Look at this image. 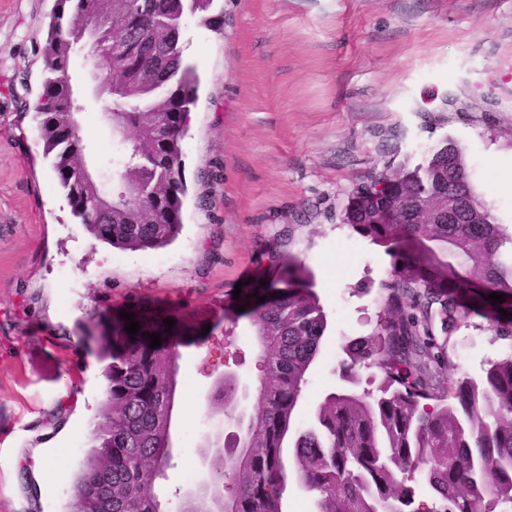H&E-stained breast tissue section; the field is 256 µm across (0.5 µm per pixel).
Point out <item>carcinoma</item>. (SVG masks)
Wrapping results in <instances>:
<instances>
[{
  "label": "carcinoma",
  "instance_id": "carcinoma-1",
  "mask_svg": "<svg viewBox=\"0 0 512 512\" xmlns=\"http://www.w3.org/2000/svg\"><path fill=\"white\" fill-rule=\"evenodd\" d=\"M213 0H54L42 51L40 136L72 214L98 240L116 248L155 249L180 234L186 185L183 130L197 99L198 79L184 62L181 19L206 13ZM124 18L100 27L92 45L110 63L105 109L126 136L122 173L148 188L147 206L112 210L98 218L95 192L84 185L81 111L67 87L71 53L85 25L104 14ZM126 37V55L112 62V41ZM448 170V189L465 194L476 224L433 223L408 217V205L436 193L435 174ZM390 204L387 224L371 213ZM347 224L388 247L394 259L381 282L382 312L375 331L343 345L342 376L355 383L356 368L375 369L377 392L351 387L325 396L312 423L290 431L328 322L314 291V276L297 256L272 241L268 259L287 277L267 285L264 302L248 310L259 375L258 404L239 422L243 435L220 447L204 436L198 455L214 481L181 496L179 512H283L290 480L315 495V512H512V354L478 380L437 378L434 325L450 336L469 314L512 341V232L498 224L468 181L460 146L446 139L426 167L410 170L388 161L357 187L345 208ZM501 294L496 305L487 299ZM119 316L82 330L104 362L106 395L92 449L72 486L73 512H168L156 479L170 459L169 410L177 387V344L163 319L139 320L137 335ZM161 334L150 347L143 333ZM235 377L216 382L208 399L213 414L238 406ZM433 492L416 499L411 482Z\"/></svg>",
  "mask_w": 512,
  "mask_h": 512
}]
</instances>
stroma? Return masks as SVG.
<instances>
[{"label": "stroma", "mask_w": 512, "mask_h": 512, "mask_svg": "<svg viewBox=\"0 0 512 512\" xmlns=\"http://www.w3.org/2000/svg\"><path fill=\"white\" fill-rule=\"evenodd\" d=\"M53 0H0V512H67L105 397L103 364L78 349L100 315L178 312L172 460L159 490L177 507L200 439L237 433L207 398L220 373L258 398L248 305L275 280L273 237L313 272L328 319L295 425L342 388L344 341L374 332L393 259L341 222L354 188L391 160L414 167L450 138L497 223L512 229V0H214L222 27L186 15L199 79L182 141L183 228L124 250L78 224L43 154L35 112ZM92 160L115 158L97 102L82 98ZM80 287H69L64 272ZM442 376H480L512 352L484 318L437 335ZM51 449L40 469L23 468Z\"/></svg>", "instance_id": "35a3bbf8"}]
</instances>
